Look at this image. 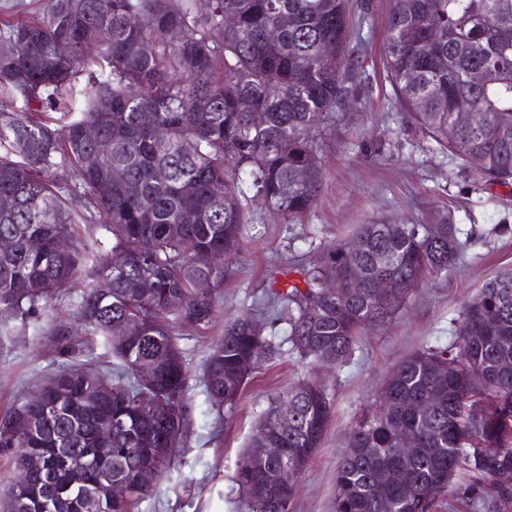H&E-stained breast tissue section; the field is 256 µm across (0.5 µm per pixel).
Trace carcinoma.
<instances>
[{
	"mask_svg": "<svg viewBox=\"0 0 512 512\" xmlns=\"http://www.w3.org/2000/svg\"><path fill=\"white\" fill-rule=\"evenodd\" d=\"M43 5L36 20H0V196L16 201L0 211V237L14 242L0 254V315L27 323L78 280L90 288L74 325L52 333L59 369L0 415V448L12 451L25 490L7 512H138L154 489L136 483L137 470L165 473L190 432V378L174 329L208 324L224 281V267L204 270L195 256L239 252L254 203L285 221L313 208L323 136L357 90L352 3L211 0L205 12L196 0ZM226 15L236 27L224 28ZM88 29L99 35L94 50L84 43ZM62 41L65 57L56 50ZM327 44L335 56L322 54ZM385 60L409 123L475 178L512 185V0H391ZM77 95L79 111L53 115ZM472 112L483 114L481 127L469 123ZM88 125L112 142L95 168L84 164ZM114 166L125 182L111 181ZM191 213L195 221L185 222ZM78 220L107 241L82 236ZM355 239L358 251L331 245L299 271L301 283L269 293L288 306L286 340L302 359L346 362L365 327L392 320L460 257L452 223L362 224ZM115 251L130 257L119 272ZM354 266L363 274L355 291L321 288L329 279L349 285ZM201 278L212 287H195ZM383 278L395 285L385 296L372 288ZM79 328L103 339L111 367L76 363ZM275 352L258 320L227 326L204 367L208 411L232 412L256 365ZM140 363L155 370L146 393ZM383 395L355 421L335 512H432L458 476L474 493L493 487L492 512L511 507L512 270L465 304L448 344L397 365ZM151 398L169 414L147 415ZM279 414L288 427L275 440L286 453L265 460L263 439ZM331 416L332 401L315 383L272 400L243 452L257 464L237 465L236 489L251 488L238 512H291L295 484L270 486L264 470L301 472ZM399 428L415 442L404 455ZM399 469L404 487L378 479ZM111 477L128 483L127 497L112 498Z\"/></svg>",
	"mask_w": 512,
	"mask_h": 512,
	"instance_id": "obj_1",
	"label": "carcinoma"
}]
</instances>
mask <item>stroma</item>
Segmentation results:
<instances>
[{
  "label": "stroma",
  "mask_w": 512,
  "mask_h": 512,
  "mask_svg": "<svg viewBox=\"0 0 512 512\" xmlns=\"http://www.w3.org/2000/svg\"><path fill=\"white\" fill-rule=\"evenodd\" d=\"M353 3L361 86L326 138L321 195L310 213L291 223L253 205L247 243L227 262L212 321L177 328L195 407L191 431L139 512H236L233 475L261 415L273 398L305 380L326 387L333 414L321 447L297 480L292 512H334L336 469L355 416L378 399L394 366L416 351L447 344L463 305L487 279L512 269V187L474 180L460 159L406 126L385 68L390 0ZM449 221L463 231L458 263L427 283L407 312L368 328L348 363H308L283 342L253 370L231 415L219 421L207 414L203 367L226 325L248 314L283 341L288 312L268 306L270 288L297 280L298 270L324 245L349 242L359 225ZM85 287L78 282L36 322L0 328V414L55 373L60 360L50 332L68 320Z\"/></svg>",
  "instance_id": "stroma-1"
}]
</instances>
